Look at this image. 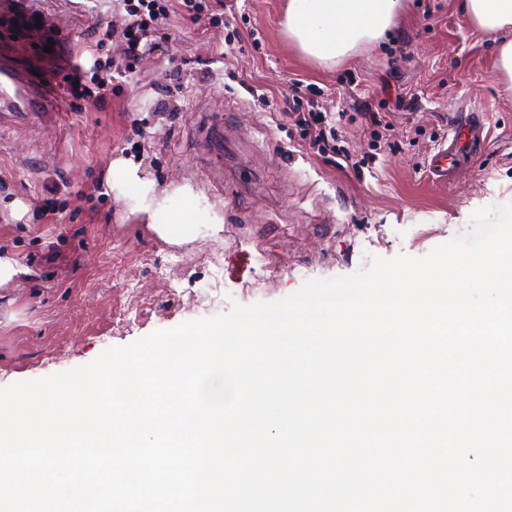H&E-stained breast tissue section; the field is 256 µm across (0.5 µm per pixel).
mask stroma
<instances>
[{"label":"stroma","instance_id":"obj_1","mask_svg":"<svg viewBox=\"0 0 512 512\" xmlns=\"http://www.w3.org/2000/svg\"><path fill=\"white\" fill-rule=\"evenodd\" d=\"M197 18L172 15L178 37L157 33L136 78L101 109L63 104L55 126L0 131V251L28 278L0 288V387L94 361L157 329L274 302L310 279L347 275L366 256L420 257L465 232L478 208L512 201V97L498 80L497 37L469 26L461 0H406L384 41L324 66L291 45L286 0H204ZM71 50L111 38L125 11L99 0H39ZM231 43L220 55L222 43ZM313 84L321 111L363 175L302 141L289 111L295 82ZM224 114V187L207 179L197 117ZM484 116L488 143L473 168L433 182L427 159L456 115ZM392 123L379 139L373 114ZM139 119L144 137L132 134ZM152 186L121 194L113 163ZM59 184L56 223L32 206L44 182ZM102 185L100 195L76 194ZM191 189L224 220L221 237L170 244L149 228L157 202Z\"/></svg>","mask_w":512,"mask_h":512}]
</instances>
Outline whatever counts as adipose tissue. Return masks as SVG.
I'll return each instance as SVG.
<instances>
[{"mask_svg": "<svg viewBox=\"0 0 512 512\" xmlns=\"http://www.w3.org/2000/svg\"><path fill=\"white\" fill-rule=\"evenodd\" d=\"M404 6V0H288L285 33L305 55L324 65L349 58L359 47L381 40ZM465 21L482 32L504 35L499 73L512 93V0H462ZM205 224L211 234L224 230L222 218L186 194L178 205L159 207L150 216L151 230L162 240L182 243V228Z\"/></svg>", "mask_w": 512, "mask_h": 512, "instance_id": "ef3b65f1", "label": "adipose tissue"}]
</instances>
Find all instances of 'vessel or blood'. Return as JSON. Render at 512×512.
<instances>
[{
  "mask_svg": "<svg viewBox=\"0 0 512 512\" xmlns=\"http://www.w3.org/2000/svg\"><path fill=\"white\" fill-rule=\"evenodd\" d=\"M51 32L52 26L48 23L28 31L31 50L25 68L14 67L9 56L0 55V126L55 124L60 92L39 77L45 69V59L38 46ZM485 140V125L480 116L472 115L452 125L447 140L438 145L427 161L429 175L433 180L447 181L449 173L463 166Z\"/></svg>",
  "mask_w": 512,
  "mask_h": 512,
  "instance_id": "vessel-or-blood-1",
  "label": "vessel or blood"
}]
</instances>
